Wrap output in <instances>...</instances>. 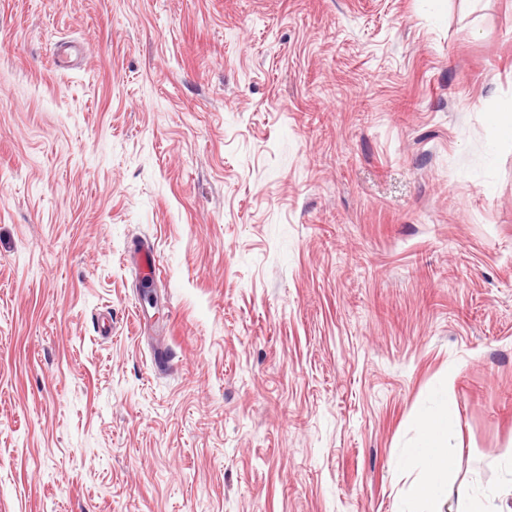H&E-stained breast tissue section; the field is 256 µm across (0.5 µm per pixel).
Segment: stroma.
<instances>
[{
  "label": "stroma",
  "instance_id": "1",
  "mask_svg": "<svg viewBox=\"0 0 512 512\" xmlns=\"http://www.w3.org/2000/svg\"><path fill=\"white\" fill-rule=\"evenodd\" d=\"M509 101L512 0H0V512L499 483ZM418 424L421 437L411 448L410 462L420 468L423 479L414 488V509L406 512H511L512 454L497 463L509 479L501 488H485L477 478L456 491L457 510L448 500V482L454 477L450 437L453 421L447 405L424 413Z\"/></svg>",
  "mask_w": 512,
  "mask_h": 512
}]
</instances>
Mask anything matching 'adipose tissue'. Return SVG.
Masks as SVG:
<instances>
[{
    "mask_svg": "<svg viewBox=\"0 0 512 512\" xmlns=\"http://www.w3.org/2000/svg\"><path fill=\"white\" fill-rule=\"evenodd\" d=\"M421 437L410 452V461L420 468L423 479L414 488L413 512H444L448 484L454 477L450 437L453 421L447 406L440 405L418 420ZM507 476L503 487H483L480 480L459 487L456 512H512V455L499 460Z\"/></svg>",
    "mask_w": 512,
    "mask_h": 512,
    "instance_id": "obj_1",
    "label": "adipose tissue"
}]
</instances>
